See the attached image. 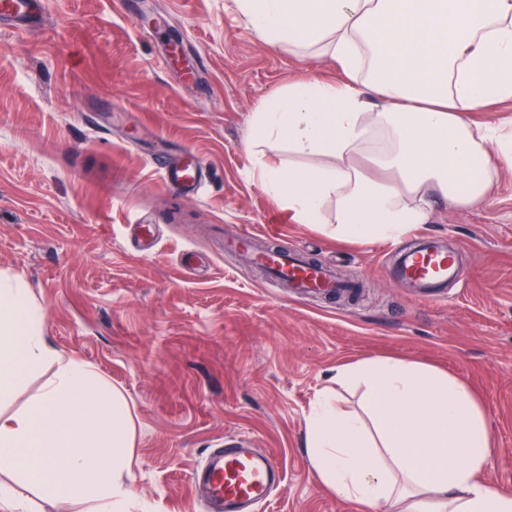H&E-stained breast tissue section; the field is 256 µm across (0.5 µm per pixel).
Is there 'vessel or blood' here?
Returning a JSON list of instances; mask_svg holds the SVG:
<instances>
[{
	"label": "vessel or blood",
	"mask_w": 512,
	"mask_h": 512,
	"mask_svg": "<svg viewBox=\"0 0 512 512\" xmlns=\"http://www.w3.org/2000/svg\"><path fill=\"white\" fill-rule=\"evenodd\" d=\"M44 17L45 0H0L1 24L31 29L41 26ZM160 172L169 190L185 196H198L204 186L202 164L192 155L161 167ZM252 242V232L246 231L235 246L239 251L249 252L253 263L267 268L270 285L289 280L308 295L336 288V278L330 269L309 263L297 253L253 249ZM456 264L455 254L425 242L403 254L400 277L429 288L447 282ZM281 479V466L273 455L242 443L214 449L193 476L198 494L213 512H253L254 506L263 503Z\"/></svg>",
	"instance_id": "b4317fda"
}]
</instances>
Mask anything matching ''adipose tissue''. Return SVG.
Segmentation results:
<instances>
[{"mask_svg":"<svg viewBox=\"0 0 512 512\" xmlns=\"http://www.w3.org/2000/svg\"><path fill=\"white\" fill-rule=\"evenodd\" d=\"M247 26L284 49L329 56L342 81L295 82L255 112L252 145L282 144L286 161L261 164L264 192L303 224L336 204L345 241L397 240L429 223L435 205L477 208L512 167V142L474 112L512 98V0H236ZM384 139L354 162L367 130ZM55 365L20 413L0 411V463L61 502L91 512H152L122 478L134 421L120 391L48 341L44 312L24 278L0 271V399L23 371ZM361 390L345 410L324 392L305 448L318 483L360 512H512V490L481 482L492 457L487 415L467 385L399 357L337 367Z\"/></svg>","mask_w":512,"mask_h":512,"instance_id":"adipose-tissue-1","label":"adipose tissue"}]
</instances>
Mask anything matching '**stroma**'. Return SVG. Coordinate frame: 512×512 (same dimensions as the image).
<instances>
[{"instance_id":"obj_1","label":"stroma","mask_w":512,"mask_h":512,"mask_svg":"<svg viewBox=\"0 0 512 512\" xmlns=\"http://www.w3.org/2000/svg\"><path fill=\"white\" fill-rule=\"evenodd\" d=\"M47 9L38 30L0 27V270L24 276L51 345L124 394L133 494L154 512H207L192 473L242 435L285 470L260 512H355L315 480L303 433L337 366L381 356L471 387L491 423L481 479L512 488V168L483 208L438 209L399 239L460 254V281L421 296L387 242L299 223L259 183L253 113L295 81H339L331 59L264 43L235 0ZM186 150L207 178L197 198L153 168ZM243 230L276 233V246L358 281L360 294L268 287L224 247ZM54 373L26 374L0 410L28 408Z\"/></svg>"}]
</instances>
